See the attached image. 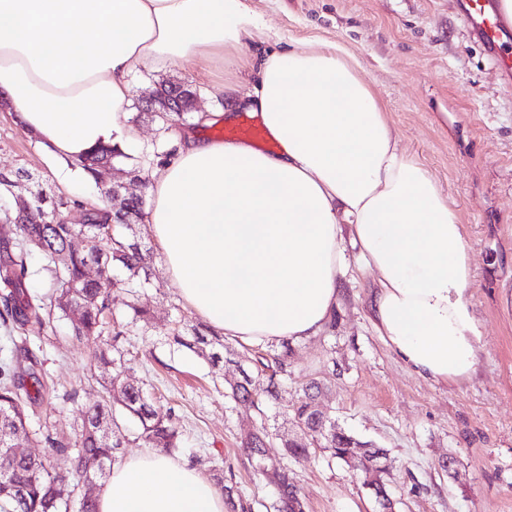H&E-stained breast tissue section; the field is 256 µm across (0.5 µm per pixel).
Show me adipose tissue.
Wrapping results in <instances>:
<instances>
[{
  "mask_svg": "<svg viewBox=\"0 0 512 512\" xmlns=\"http://www.w3.org/2000/svg\"><path fill=\"white\" fill-rule=\"evenodd\" d=\"M266 32L241 0H0V96L52 156L127 149L128 78L151 63L234 55ZM233 121L245 104L276 152L170 135L149 170L148 222L183 303L243 343L300 342L329 322L348 270L346 241L377 286L388 347L436 382L472 377L481 349L462 226L428 170L401 150L347 52L308 43L260 59L247 97L220 85ZM351 239H344V229ZM98 512H224L196 468L147 451L113 463Z\"/></svg>",
  "mask_w": 512,
  "mask_h": 512,
  "instance_id": "1",
  "label": "adipose tissue"
}]
</instances>
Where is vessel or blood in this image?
<instances>
[{
    "instance_id": "obj_1",
    "label": "vessel or blood",
    "mask_w": 512,
    "mask_h": 512,
    "mask_svg": "<svg viewBox=\"0 0 512 512\" xmlns=\"http://www.w3.org/2000/svg\"><path fill=\"white\" fill-rule=\"evenodd\" d=\"M462 20L476 36L483 50L500 70L512 73V53L505 46L512 39V26L499 14L494 0H463ZM221 139L245 140L259 145L266 144V131L255 118L242 117L239 122L220 131Z\"/></svg>"
}]
</instances>
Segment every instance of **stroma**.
<instances>
[{"mask_svg": "<svg viewBox=\"0 0 512 512\" xmlns=\"http://www.w3.org/2000/svg\"><path fill=\"white\" fill-rule=\"evenodd\" d=\"M251 12L277 31L282 46L315 40L336 44L359 64L360 75L382 103L402 149L430 171L456 212L472 255L471 289L483 348L471 379L433 382L412 372L385 344L372 319L375 277L347 250L349 270L340 284L335 311L317 336L291 343L288 381L278 402L255 408L234 403L230 385L254 372L256 346L228 339L226 363L212 366L194 352L169 345L162 327L191 310L180 299L153 256V277L139 300L154 313L152 335L135 332L125 346L134 351L129 373L173 408L184 434L178 457L192 453L236 483L252 512H273V485L242 448L259 425L271 433L270 451L299 435L292 410L303 384L317 381V403L338 428L387 452L383 479L395 512H512V75L499 72L459 18L460 0H244ZM259 38L244 39L230 58L204 66L185 59L131 75L135 103L158 81L176 78L196 89L197 107L220 112L210 97L214 83L247 90L259 58L269 51ZM128 152H165L159 122L130 108L124 121ZM0 169L30 172L41 183L71 197L96 200L93 182L76 178L71 166L52 158L41 139L15 113L0 111ZM67 322L55 331L24 327L35 352L36 372L57 391L79 389L80 406L36 408L32 425L51 421L72 433L81 405L96 402L101 386L90 370L98 339L76 341ZM453 458L455 469L440 462ZM306 512H378L372 491L348 464L315 448L305 460H289Z\"/></svg>", "mask_w": 512, "mask_h": 512, "instance_id": "obj_1", "label": "stroma"}]
</instances>
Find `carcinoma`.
<instances>
[{"label": "carcinoma", "instance_id": "carcinoma-1", "mask_svg": "<svg viewBox=\"0 0 512 512\" xmlns=\"http://www.w3.org/2000/svg\"><path fill=\"white\" fill-rule=\"evenodd\" d=\"M161 97L180 96L189 85L179 79L166 78L158 82ZM129 155L111 146L96 148L82 156L77 165L101 184L103 169L122 163ZM32 175L26 171H0V196L9 197L23 185L29 199L35 204L38 216L23 218L13 209L0 212V220L13 225L15 233L0 239V322L17 329L29 323L43 328L58 320L70 321L72 335L105 337L97 369L104 379L102 402L83 411L81 425L74 439L46 429L35 432L28 428L29 412L43 396L50 393L47 384L30 373L24 377L9 364L0 366V448H9L22 437L47 448L42 456L15 458L8 462L7 473L0 476V512H72L73 506L59 500L54 494L58 473L52 471L50 458L63 455L71 458L67 475L74 482L83 477L105 479L107 465L122 452L129 442L122 423L134 421L139 430L136 440L149 448L172 453L182 447V432L172 413H159L152 398L130 379L128 359L121 347L124 336L132 328L144 323L152 324L149 309L133 301L130 312H112V295L119 292L134 293L151 283L152 252L137 236H128L123 230L132 228L145 218V201L139 196L122 211H112V186L101 188V198L95 202L72 199L63 193L30 186ZM83 235L89 245L81 251L69 250L71 240ZM38 250L49 274L53 296L44 300L29 291V258ZM90 265L107 268L110 279L93 280L86 276ZM78 311L76 320L70 313ZM192 339L184 337L176 327L165 329V335L177 345L205 358L214 366L223 360L218 351L207 347L223 346L221 340L209 339L199 326H190ZM261 370L271 369L266 381L260 383L248 374L231 387V398L236 402L256 404L260 400L279 399V377L288 375V352L258 360ZM311 382L303 388L304 397L294 409L297 423L305 424L303 436L282 439L286 455L305 459L311 440L321 441L320 447L331 458L345 461V448L354 438L341 431L325 412L315 404ZM269 433L261 427L248 433L243 447L259 463L262 473L278 490L272 503L273 512H305L304 502L291 481L288 467L268 454Z\"/></svg>", "mask_w": 512, "mask_h": 512}]
</instances>
